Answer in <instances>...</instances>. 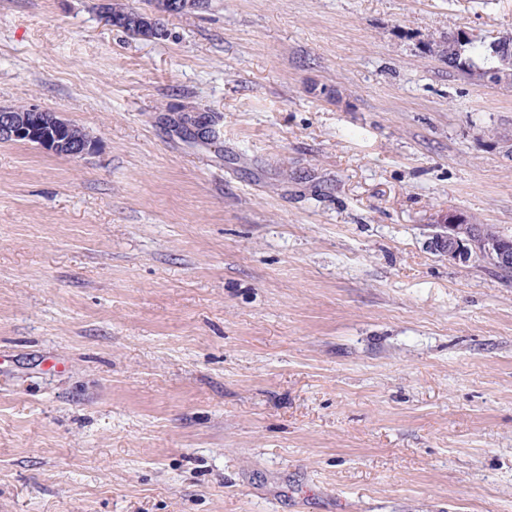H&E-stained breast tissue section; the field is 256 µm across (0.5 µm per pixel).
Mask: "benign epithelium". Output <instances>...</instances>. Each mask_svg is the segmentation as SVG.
I'll list each match as a JSON object with an SVG mask.
<instances>
[{
  "label": "benign epithelium",
  "mask_w": 512,
  "mask_h": 512,
  "mask_svg": "<svg viewBox=\"0 0 512 512\" xmlns=\"http://www.w3.org/2000/svg\"><path fill=\"white\" fill-rule=\"evenodd\" d=\"M492 54L499 57L504 66L512 65V35L505 34L489 44ZM29 114L19 115L11 109L0 111V138H34L38 128L49 126L53 136L39 139V146L48 152L64 153L69 157H81L92 151V142L86 138L75 140L66 135L70 125L36 105L28 107ZM180 124L192 132L195 138L207 140L212 134L207 119L199 114L186 113ZM430 244L433 249L454 262L467 263L475 254L503 270L512 269V242L486 235L481 226L462 212H450L436 225Z\"/></svg>",
  "instance_id": "1"
}]
</instances>
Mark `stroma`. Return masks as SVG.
I'll list each match as a JSON object with an SVG mask.
<instances>
[{
    "instance_id": "obj_1",
    "label": "stroma",
    "mask_w": 512,
    "mask_h": 512,
    "mask_svg": "<svg viewBox=\"0 0 512 512\" xmlns=\"http://www.w3.org/2000/svg\"><path fill=\"white\" fill-rule=\"evenodd\" d=\"M0 0V512H512V85L429 54L512 0ZM207 113L212 143L178 110ZM162 1L164 0H148V3L153 5V10L150 12L147 11H139L133 8L116 6L117 4H108L106 7L107 13L113 16H119L120 19H126L127 25L123 28L126 31L131 32L132 34L138 36L140 34L138 20L141 17H144L148 14L154 15L156 17L157 23H151L150 25L145 26V34L143 38L150 39L158 37V35L163 33L162 24L160 22V18L158 17V13H162ZM160 23V24H158ZM28 106L14 108L16 112L27 111ZM0 138H36L37 127L49 126L54 132L52 137H42L39 146L48 152L64 153L69 157H81L92 151V142L87 138L75 140L67 135L70 125L63 119L55 117L52 113H46L36 105L28 107L31 115L12 114L11 109H0ZM435 228L430 244L448 257V261L468 263L476 259L473 251L503 270L512 269V242L487 236L479 224L462 212H448Z\"/></svg>"
}]
</instances>
